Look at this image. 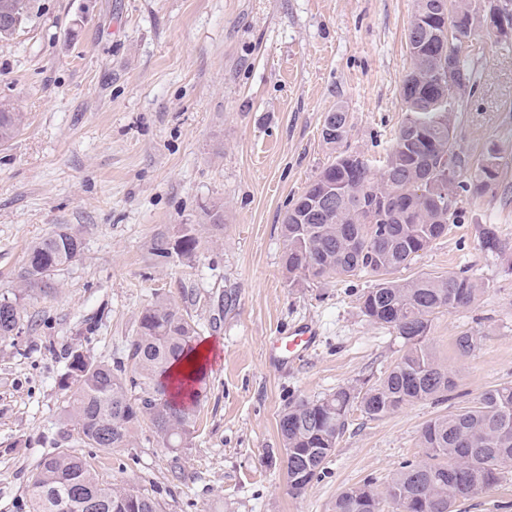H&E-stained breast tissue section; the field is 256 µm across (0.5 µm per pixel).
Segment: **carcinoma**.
I'll list each match as a JSON object with an SVG mask.
<instances>
[{"mask_svg": "<svg viewBox=\"0 0 512 512\" xmlns=\"http://www.w3.org/2000/svg\"><path fill=\"white\" fill-rule=\"evenodd\" d=\"M34 0H0V47H6L29 21ZM499 23L488 29L496 39L512 38V0H414L411 29L438 32L433 46L407 41L410 67L421 72L400 90L404 117L381 160L340 152L298 196L292 198L280 227L283 267L288 279L321 281L333 276L371 273L378 282L360 296V309L372 323L393 329L404 351L384 376L364 391L339 387L317 400H300L280 415L279 433L287 457L284 467L292 493L300 494L316 479L358 407L371 419L382 418L423 401H445L455 382L448 366L427 344L437 314L470 306L482 291L475 278L450 272L404 281L399 269L426 252L454 223L458 192L481 197L492 190L509 165L495 145L475 160L448 138L463 95L477 70L462 59V38L483 27L489 16ZM340 124L333 148L349 133L343 106L326 114ZM25 116L0 108V146L11 142ZM389 199L392 209L379 221L373 206ZM205 223L181 224L160 235L153 250L191 264L201 248V232L224 233V206L202 207ZM80 232L65 224L34 242L28 250L20 287L48 285L62 267L82 251ZM19 322L16 305L0 302V337L12 335ZM196 325L164 300L144 308L136 333L122 355L109 363L74 350L60 379L69 392L63 414L78 442L87 448H129L142 424L166 448L189 446L196 407L205 377L191 369L179 385L192 399L179 403L166 376L188 357ZM423 457L408 461L386 483L366 480L339 493L333 512H452L453 505L496 485L512 469V384L483 392L472 406L425 422L419 431ZM29 512H160L152 495L134 487L103 483L82 456L62 450L45 458L26 487Z\"/></svg>", "mask_w": 512, "mask_h": 512, "instance_id": "obj_1", "label": "carcinoma"}]
</instances>
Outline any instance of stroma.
Segmentation results:
<instances>
[{
    "instance_id": "obj_1",
    "label": "stroma",
    "mask_w": 512,
    "mask_h": 512,
    "mask_svg": "<svg viewBox=\"0 0 512 512\" xmlns=\"http://www.w3.org/2000/svg\"><path fill=\"white\" fill-rule=\"evenodd\" d=\"M414 0H36L29 23L0 48V106L24 112L0 147V299L20 330L0 338V512H27L36 465L74 448L61 417L66 350L112 361L143 308L180 307L201 340L218 344L190 447L171 451L142 429L135 447L83 449L100 480L155 496L163 512H332L337 495L384 483L419 458L427 420L512 383V166L494 189L457 197V219L399 278L464 271L482 292L439 313L429 345L455 376L452 399L379 419L352 410L323 473L288 491L278 431L288 403L376 382L403 341L370 322L360 295L371 274L290 285L280 224L334 157L325 115L344 106L343 148L383 156L403 119L406 33ZM479 79L457 115L461 148L497 145L512 157V41H462ZM224 207V234L197 262L161 258L160 234ZM83 251L50 286L20 289L29 246L59 225ZM495 225L501 249L483 248ZM232 293L236 303L223 308ZM319 332L285 370L269 367L274 333ZM474 336L460 353L456 341ZM455 512H512V470Z\"/></svg>"
}]
</instances>
